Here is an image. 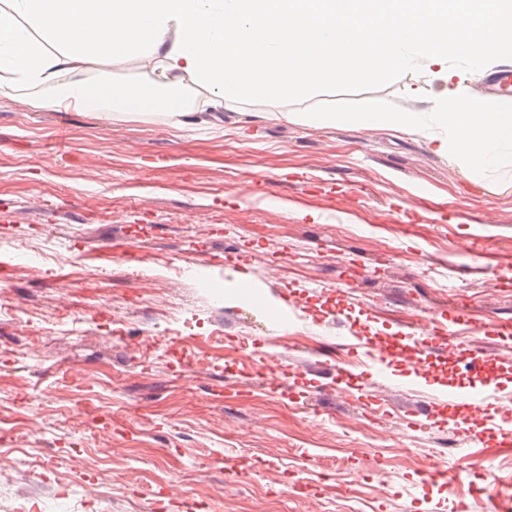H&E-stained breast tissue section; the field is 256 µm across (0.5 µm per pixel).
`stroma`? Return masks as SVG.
Wrapping results in <instances>:
<instances>
[{
  "label": "stroma",
  "mask_w": 512,
  "mask_h": 512,
  "mask_svg": "<svg viewBox=\"0 0 512 512\" xmlns=\"http://www.w3.org/2000/svg\"><path fill=\"white\" fill-rule=\"evenodd\" d=\"M447 87L417 64L201 112L190 84L188 126L0 96V450L30 473L0 512H454L512 491V443L403 417L464 384L512 396V350L475 379L429 355L428 382L417 349L384 371L343 348L456 305L512 322V166L451 159L432 118ZM371 103L420 121L287 118ZM315 355L355 364L389 414L364 418L326 377L260 379ZM441 464L457 483L423 484Z\"/></svg>",
  "instance_id": "stroma-1"
}]
</instances>
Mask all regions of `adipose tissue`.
Segmentation results:
<instances>
[{
	"instance_id": "adipose-tissue-1",
	"label": "adipose tissue",
	"mask_w": 512,
	"mask_h": 512,
	"mask_svg": "<svg viewBox=\"0 0 512 512\" xmlns=\"http://www.w3.org/2000/svg\"><path fill=\"white\" fill-rule=\"evenodd\" d=\"M452 87L435 104L449 152L465 166H506L512 104H486L454 87L448 61L512 58V0H0V94L26 91L35 109L112 118L163 114L192 123L191 80L212 105L308 98L316 86L381 82L410 51ZM146 57L135 83L109 60ZM91 78H82L85 66ZM303 122L413 128L410 112H301Z\"/></svg>"
}]
</instances>
